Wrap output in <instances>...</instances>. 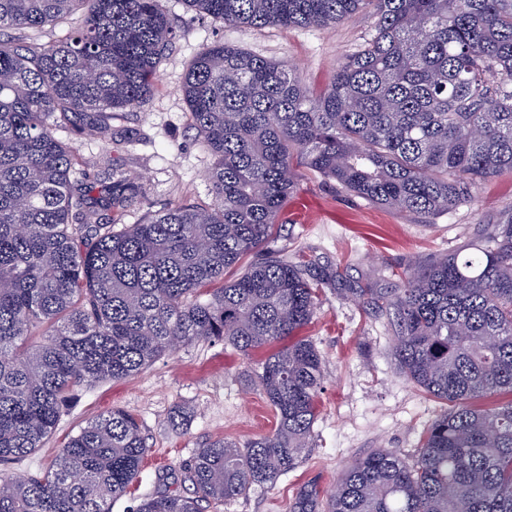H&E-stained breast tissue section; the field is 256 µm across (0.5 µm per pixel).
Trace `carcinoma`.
<instances>
[{"label": "carcinoma", "instance_id": "obj_1", "mask_svg": "<svg viewBox=\"0 0 512 512\" xmlns=\"http://www.w3.org/2000/svg\"><path fill=\"white\" fill-rule=\"evenodd\" d=\"M184 2L226 24L326 26L366 12L374 26L317 92L284 63L204 47L180 92L214 157L215 204L118 228L142 184L111 167L98 195L75 186L73 148L55 130L108 136L112 116L146 103L180 37L167 0H0V464L35 454L77 388L135 376L176 345L270 350L248 381L275 429L205 444L185 467L192 495L162 492L137 512L218 509L274 485L309 448L324 359L309 339L280 342L311 322L324 278L271 256L224 280L267 239L295 185L293 155L421 217L512 173V0ZM74 19L52 43L21 36ZM348 292L391 316L400 372L448 409L412 461L375 449L330 495L302 486L291 512H512V401L477 405L512 394V210L396 287ZM149 451L137 418L114 408L49 466L1 471L0 512H112Z\"/></svg>", "mask_w": 512, "mask_h": 512}]
</instances>
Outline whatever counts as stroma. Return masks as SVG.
<instances>
[{"mask_svg": "<svg viewBox=\"0 0 512 512\" xmlns=\"http://www.w3.org/2000/svg\"><path fill=\"white\" fill-rule=\"evenodd\" d=\"M168 6L183 35L160 61L148 101L117 113L111 138L58 132L73 144L74 169L84 183L111 165L140 180L144 194L124 212L125 224L168 207L212 200L208 172L213 158L192 128L179 91L189 62L204 45L221 42L290 65L303 86L318 89L373 25L371 17L359 13L326 28L259 29L198 16L183 0H168ZM296 173L288 201L305 204L307 222L280 218L253 256L300 254L330 280L313 320L301 332L325 358L318 418L311 446L295 469L275 485L225 505L223 512H289L301 486L333 491L342 470L374 449L416 453L423 432L444 406L400 373L387 316L363 310L346 291L393 287L394 272L468 247L512 207L510 174L477 185L472 204L422 218L375 206L304 165H297ZM260 359L257 353L244 358L220 341H200L178 347L133 377L80 388L42 448L8 469L21 473L49 465L85 421L120 407L138 418L150 452L130 491L113 501L112 512H136L142 499L159 491L190 495L183 466L197 448L219 438L243 443L274 430L272 410L259 391L243 383ZM178 405L189 408L191 418L175 429L169 416Z\"/></svg>", "mask_w": 512, "mask_h": 512, "instance_id": "stroma-1", "label": "stroma"}]
</instances>
